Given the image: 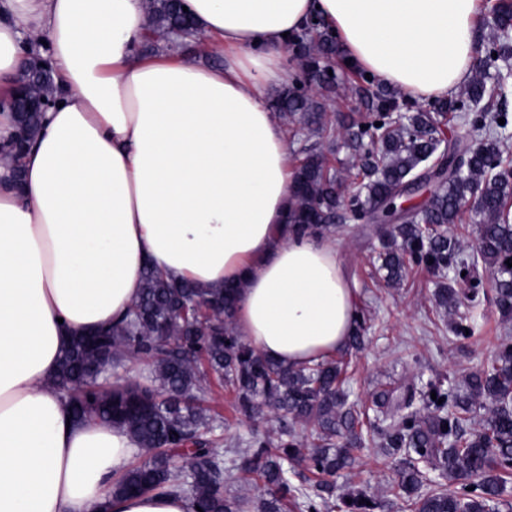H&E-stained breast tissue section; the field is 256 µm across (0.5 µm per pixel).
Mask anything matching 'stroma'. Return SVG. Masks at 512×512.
Masks as SVG:
<instances>
[{"mask_svg":"<svg viewBox=\"0 0 512 512\" xmlns=\"http://www.w3.org/2000/svg\"><path fill=\"white\" fill-rule=\"evenodd\" d=\"M379 231V226L366 224L359 234L336 239L342 266L356 284L357 307L367 318L365 348L354 357L349 369L351 398L361 404L381 380L414 374L425 381L461 382L466 374L491 360L500 336L512 333V320L503 321L491 306L477 338L464 341L449 337L446 319L432 297L435 280L424 270H409L404 282L396 287L374 282L368 256ZM209 406L223 420L217 435L224 457L233 459L237 442L249 438L253 423L235 410L233 397L224 387L213 386ZM393 478L391 464L368 449L348 471L346 481L368 487L384 501L381 512H398L391 505Z\"/></svg>","mask_w":512,"mask_h":512,"instance_id":"35a3bbf8","label":"stroma"}]
</instances>
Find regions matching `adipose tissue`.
<instances>
[{"label":"adipose tissue","instance_id":"ef3b65f1","mask_svg":"<svg viewBox=\"0 0 512 512\" xmlns=\"http://www.w3.org/2000/svg\"><path fill=\"white\" fill-rule=\"evenodd\" d=\"M183 3L222 65L142 52L145 0H0V99L33 53L57 85L23 189L0 167V512H191L175 495L113 498L137 445L72 422L50 382L72 333L126 313L144 265L239 284L237 335L286 366L347 344L355 290L336 245L287 224L292 148L267 92L296 79L288 36L322 20L413 99L472 74L480 0Z\"/></svg>","mask_w":512,"mask_h":512}]
</instances>
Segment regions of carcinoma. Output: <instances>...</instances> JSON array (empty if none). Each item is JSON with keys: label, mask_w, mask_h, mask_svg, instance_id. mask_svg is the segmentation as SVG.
<instances>
[{"label": "carcinoma", "mask_w": 512, "mask_h": 512, "mask_svg": "<svg viewBox=\"0 0 512 512\" xmlns=\"http://www.w3.org/2000/svg\"><path fill=\"white\" fill-rule=\"evenodd\" d=\"M148 11L142 46L151 51L170 29L193 27L180 0H148ZM493 25L501 36L485 45L484 66L498 71L512 59V44L502 36L512 28V0L494 7ZM288 48L299 60L297 79L270 107L289 140L307 133L291 184L293 229L351 235L367 213L386 217L395 189L445 151L453 161L460 148L446 142L441 127L457 119L484 131V139L466 149L459 165L437 175L436 189L409 220L378 237L372 263L388 285L400 284L410 265L438 278L435 304L459 340L475 338L485 316L483 300L490 297L486 285L499 313L512 316V160L504 157L512 126L508 75H500L492 90L485 78L474 77L457 94L416 111L398 92L370 80L356 91L354 112L334 122L308 90L328 98L345 86L352 66L335 62V38L311 20ZM395 110L402 113L398 122L389 120ZM41 117L33 107L21 112L6 158L28 149ZM338 126L348 159L336 169L321 144L335 139ZM470 199L476 200L477 220L462 224L461 203ZM338 216L342 223H333ZM462 239L473 242L488 281L477 261L462 257ZM235 298L233 285L210 290L169 281L146 265L126 317L100 329L95 346L77 336L65 350L53 384L73 414L122 428L139 446L141 460L115 481V494L176 492L203 512H282L283 503L296 505L302 495L288 480V465L305 461L319 476L314 494L306 496L309 512H376L382 504L359 487L336 493V479L371 444L398 463L393 490L404 512H489L502 505L512 475L511 340L503 339L494 359L467 374L460 387L404 377L374 391L367 408L348 402L346 389L351 356L365 347L363 313L343 352L293 369L236 335ZM134 356L150 360L148 379L109 382L114 369ZM213 379L232 393L239 413L251 418L267 409L279 421L273 433L256 429L235 450L241 480L264 487L260 500L226 486L224 453L211 437L216 419L204 406ZM371 429L382 442L366 439ZM421 463L448 483L420 492Z\"/></svg>", "instance_id": "1"}]
</instances>
